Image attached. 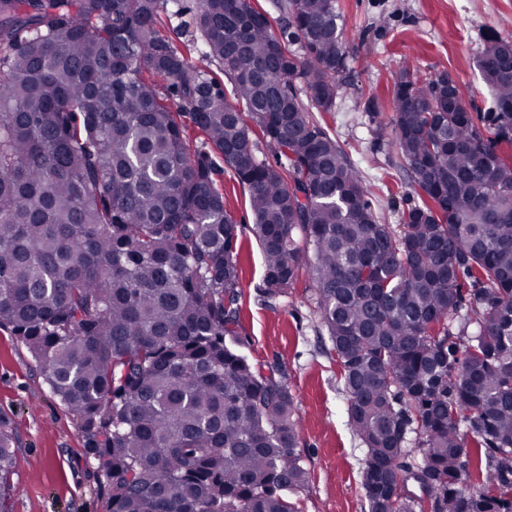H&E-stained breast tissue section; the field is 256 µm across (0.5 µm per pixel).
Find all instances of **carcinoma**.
I'll list each match as a JSON object with an SVG mask.
<instances>
[{
  "label": "carcinoma",
  "mask_w": 512,
  "mask_h": 512,
  "mask_svg": "<svg viewBox=\"0 0 512 512\" xmlns=\"http://www.w3.org/2000/svg\"><path fill=\"white\" fill-rule=\"evenodd\" d=\"M169 2L0 0V328L76 415L102 512H298L292 391L240 351L226 168L263 294H288L311 254L369 512H512V41L488 35L478 59L486 132L448 105L458 85L396 74L395 147L422 197L393 226L311 115L348 65L336 0H287L295 49L251 0H198L202 58L240 108L158 29L181 17ZM16 447L0 419V512Z\"/></svg>",
  "instance_id": "carcinoma-1"
}]
</instances>
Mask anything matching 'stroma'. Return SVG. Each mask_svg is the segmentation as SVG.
Wrapping results in <instances>:
<instances>
[{
	"instance_id": "stroma-1",
	"label": "stroma",
	"mask_w": 512,
	"mask_h": 512,
	"mask_svg": "<svg viewBox=\"0 0 512 512\" xmlns=\"http://www.w3.org/2000/svg\"><path fill=\"white\" fill-rule=\"evenodd\" d=\"M348 70L331 111L317 113L358 167L381 223L397 224L420 201L398 158L391 118L396 72L412 63L448 75L475 120L490 112L477 60L489 34L512 39V0H337ZM224 203L240 226L239 335L255 363L277 368L296 403L298 448L308 473L300 512H369L361 488L362 444L351 429L342 371L301 268L286 296L261 292L264 258L252 233L249 192L224 174ZM0 418L18 441L12 512H101L79 422L48 390L38 364L0 329Z\"/></svg>"
}]
</instances>
